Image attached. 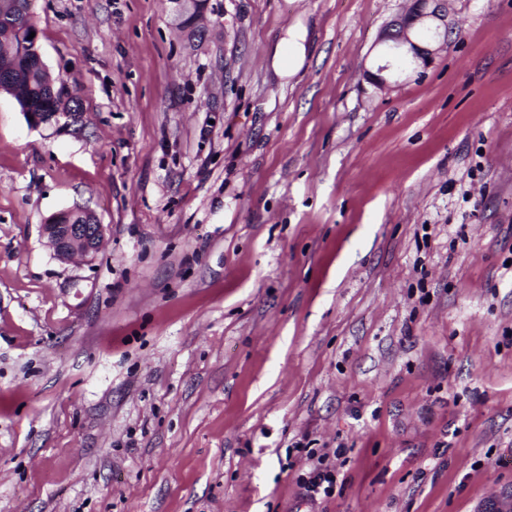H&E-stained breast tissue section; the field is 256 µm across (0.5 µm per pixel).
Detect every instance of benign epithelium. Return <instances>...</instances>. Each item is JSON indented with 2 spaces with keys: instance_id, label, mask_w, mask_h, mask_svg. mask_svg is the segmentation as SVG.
Returning a JSON list of instances; mask_svg holds the SVG:
<instances>
[{
  "instance_id": "benign-epithelium-1",
  "label": "benign epithelium",
  "mask_w": 512,
  "mask_h": 512,
  "mask_svg": "<svg viewBox=\"0 0 512 512\" xmlns=\"http://www.w3.org/2000/svg\"><path fill=\"white\" fill-rule=\"evenodd\" d=\"M409 8L389 21L376 41L380 64L367 78L382 89L395 82L398 72L427 67L436 52L448 42L446 0H409ZM43 234L55 255L68 260L79 254L88 256L99 250L103 228L96 224L42 225Z\"/></svg>"
}]
</instances>
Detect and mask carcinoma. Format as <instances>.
Instances as JSON below:
<instances>
[{
  "mask_svg": "<svg viewBox=\"0 0 512 512\" xmlns=\"http://www.w3.org/2000/svg\"><path fill=\"white\" fill-rule=\"evenodd\" d=\"M0 71L11 75L6 92L13 95L24 112H79L76 97L62 99L54 92L55 84L29 40L36 31L33 0H0Z\"/></svg>",
  "mask_w": 512,
  "mask_h": 512,
  "instance_id": "obj_1",
  "label": "carcinoma"
}]
</instances>
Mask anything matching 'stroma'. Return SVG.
<instances>
[{"label":"stroma","mask_w":512,"mask_h":512,"mask_svg":"<svg viewBox=\"0 0 512 512\" xmlns=\"http://www.w3.org/2000/svg\"><path fill=\"white\" fill-rule=\"evenodd\" d=\"M406 6L36 0L83 119L0 92V512H512V0L380 91ZM307 35L306 27L300 24L288 27L274 49L272 67L276 75L292 77L302 69L307 55ZM58 224L48 221L43 224V234L52 245L60 260H68L74 255L88 256L99 250L103 236L102 224H87L91 217L84 209L77 208L72 213L60 212ZM320 464L319 462V465H313L309 478L304 482L307 495L314 500L321 494L329 496L336 483L335 475L331 471L323 470Z\"/></svg>","instance_id":"1"}]
</instances>
